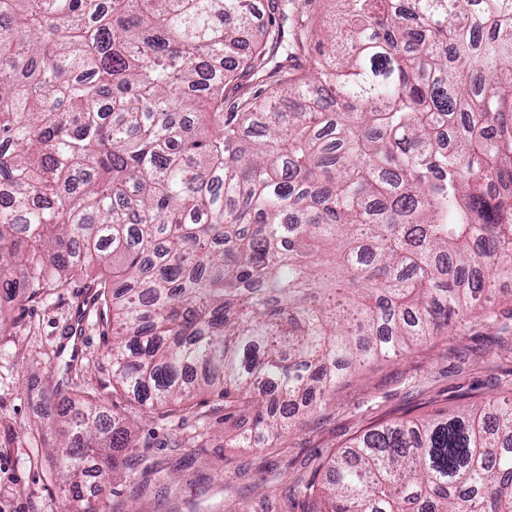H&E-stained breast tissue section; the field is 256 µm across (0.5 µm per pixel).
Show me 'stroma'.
Returning <instances> with one entry per match:
<instances>
[{"label": "stroma", "mask_w": 512, "mask_h": 512, "mask_svg": "<svg viewBox=\"0 0 512 512\" xmlns=\"http://www.w3.org/2000/svg\"><path fill=\"white\" fill-rule=\"evenodd\" d=\"M83 281L41 302L6 305L0 332V512H67L64 475L48 453L56 442L54 418L43 395L59 380L65 361L81 365L74 393L90 391L125 408L112 391L111 338ZM497 314L409 355L364 367L341 384L329 405L275 448H232L224 438L244 431L250 418L209 393L194 411L204 417L206 447L173 452L177 418L140 417L135 438L147 446L165 493L130 496L128 476L109 479L110 512H313L315 501L294 487L319 479L332 452L362 432L404 420L435 417L469 395L473 404L512 393V282L499 284Z\"/></svg>", "instance_id": "stroma-1"}]
</instances>
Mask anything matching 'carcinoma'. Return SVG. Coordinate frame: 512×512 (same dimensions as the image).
<instances>
[{"label":"carcinoma","instance_id":"obj_1","mask_svg":"<svg viewBox=\"0 0 512 512\" xmlns=\"http://www.w3.org/2000/svg\"><path fill=\"white\" fill-rule=\"evenodd\" d=\"M339 2L330 28L288 13ZM0 0V299L82 278L128 412L58 401L73 512L207 387L277 445L512 280V0ZM267 96L226 105L239 75ZM208 429L178 448H199ZM315 512H512V400L364 432Z\"/></svg>","mask_w":512,"mask_h":512}]
</instances>
